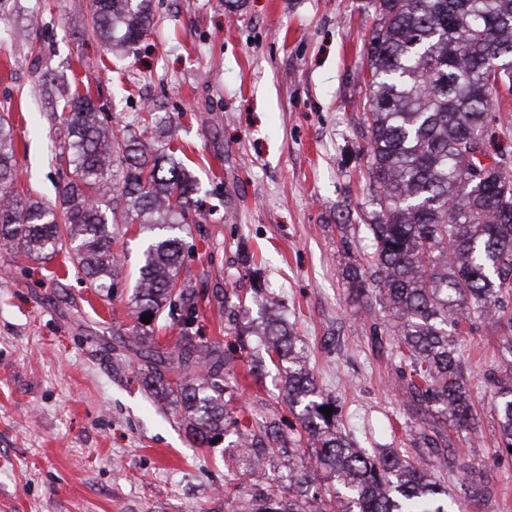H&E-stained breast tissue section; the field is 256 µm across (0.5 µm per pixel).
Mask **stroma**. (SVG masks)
<instances>
[{
  "label": "stroma",
  "instance_id": "stroma-1",
  "mask_svg": "<svg viewBox=\"0 0 512 512\" xmlns=\"http://www.w3.org/2000/svg\"><path fill=\"white\" fill-rule=\"evenodd\" d=\"M9 2L0 114L14 128L19 189L58 200L52 106L34 95L44 76L89 85L117 131L149 109L170 116L167 144L196 178L206 215L183 232L198 324L236 373L260 365L232 407L294 418L282 371L258 338L240 347L213 300H235L258 280L285 303L356 447L410 448L417 426L393 389L394 363L372 349L369 304L342 275L349 256L370 251L364 222L378 209L357 127L372 0H152L153 27L128 55L93 34L89 0ZM345 218L349 256L337 231ZM146 243L138 226L122 235L124 273L106 300L65 255L21 259L0 242V512H232L224 457L236 434L198 447L136 373L128 302ZM467 346L479 430L430 468L457 481L464 465H482L490 492L465 512H512V455L494 441L483 377L498 335L479 328Z\"/></svg>",
  "mask_w": 512,
  "mask_h": 512
}]
</instances>
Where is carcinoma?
Segmentation results:
<instances>
[{"instance_id": "1", "label": "carcinoma", "mask_w": 512, "mask_h": 512, "mask_svg": "<svg viewBox=\"0 0 512 512\" xmlns=\"http://www.w3.org/2000/svg\"><path fill=\"white\" fill-rule=\"evenodd\" d=\"M92 30L122 52L151 30L150 0H91ZM366 44L368 78L359 126L368 153L376 218L365 223L373 251L349 266V288L375 303L374 344L396 360L395 388L421 419L414 442L437 454L450 447L448 426L477 421L466 391L465 335L475 324L500 332L498 365L486 374L498 420L497 446L512 447V168L505 153L486 165L478 143L489 136L494 100L512 94V0H374ZM65 111L52 112L63 174L59 206L22 196L14 131L0 115V242L27 257L66 252L90 286L109 298L120 255V224L156 230L142 252L130 298L136 321L180 327L173 347L143 338L150 396L176 414L194 439L208 443L229 428L247 432L224 467L258 486L264 465L307 443L292 464L288 497L263 506L238 501L237 512H461L486 493L469 465L450 488L430 463L401 448L368 456L336 428L339 405L325 397L306 366L305 349L282 316L262 327L268 356L286 371L284 391L301 431L247 425L227 407L233 358L192 332L194 291L179 279L186 224L199 223L194 179L172 152L154 147L166 118L153 112L114 135L90 88L56 78L41 83ZM332 408L331 416L321 408Z\"/></svg>"}]
</instances>
